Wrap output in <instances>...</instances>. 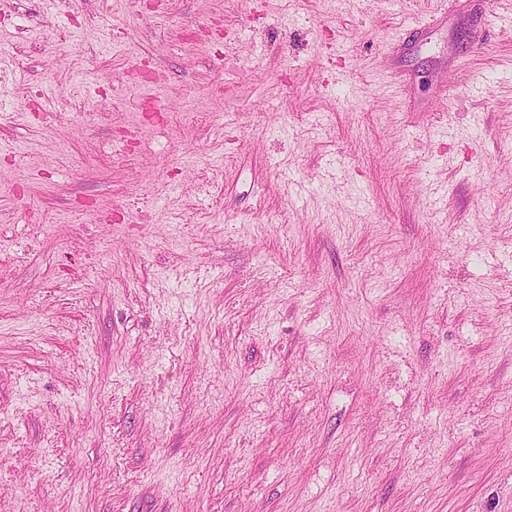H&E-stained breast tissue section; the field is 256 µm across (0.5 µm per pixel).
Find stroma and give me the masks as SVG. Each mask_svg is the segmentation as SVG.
I'll use <instances>...</instances> for the list:
<instances>
[{
  "mask_svg": "<svg viewBox=\"0 0 512 512\" xmlns=\"http://www.w3.org/2000/svg\"><path fill=\"white\" fill-rule=\"evenodd\" d=\"M125 3L0 0V512H512V12Z\"/></svg>",
  "mask_w": 512,
  "mask_h": 512,
  "instance_id": "stroma-1",
  "label": "stroma"
}]
</instances>
